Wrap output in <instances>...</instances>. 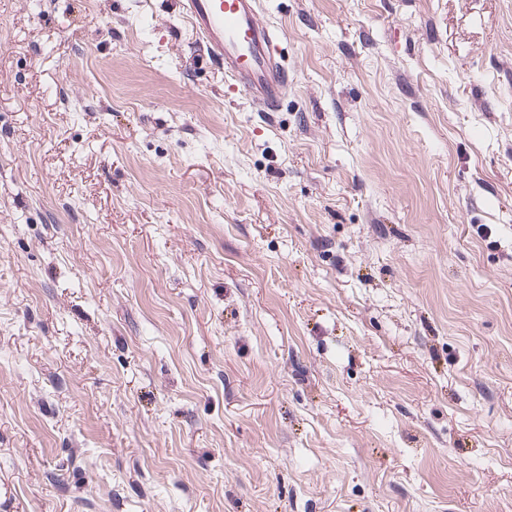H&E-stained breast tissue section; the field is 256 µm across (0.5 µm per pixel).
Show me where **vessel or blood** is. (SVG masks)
<instances>
[{"label":"vessel or blood","mask_w":512,"mask_h":512,"mask_svg":"<svg viewBox=\"0 0 512 512\" xmlns=\"http://www.w3.org/2000/svg\"><path fill=\"white\" fill-rule=\"evenodd\" d=\"M183 17L210 62L261 112L278 111L288 93L280 35L261 18V0H179Z\"/></svg>","instance_id":"1"}]
</instances>
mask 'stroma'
I'll return each instance as SVG.
<instances>
[{
    "mask_svg": "<svg viewBox=\"0 0 512 512\" xmlns=\"http://www.w3.org/2000/svg\"><path fill=\"white\" fill-rule=\"evenodd\" d=\"M0 0V512H512V0ZM179 13L230 87L260 112L280 109L288 75L278 54L280 33L262 20L260 0H180Z\"/></svg>",
    "mask_w": 512,
    "mask_h": 512,
    "instance_id": "stroma-1",
    "label": "stroma"
}]
</instances>
